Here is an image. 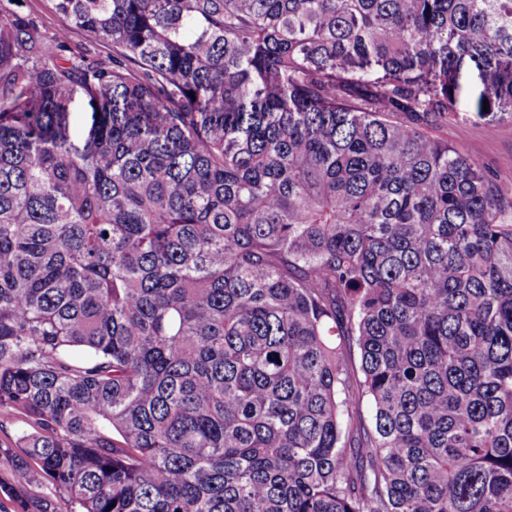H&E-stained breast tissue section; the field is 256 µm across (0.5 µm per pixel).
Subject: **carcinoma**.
<instances>
[{
    "label": "carcinoma",
    "mask_w": 512,
    "mask_h": 512,
    "mask_svg": "<svg viewBox=\"0 0 512 512\" xmlns=\"http://www.w3.org/2000/svg\"><path fill=\"white\" fill-rule=\"evenodd\" d=\"M50 2H0L36 512H512V191L431 134L512 121V0ZM17 4L19 10L37 18L48 36L55 35L65 26L63 17L51 8V2L48 0H20ZM69 43L72 51L87 52L92 56L102 59L112 58L111 45L95 40L83 32L73 33L70 37Z\"/></svg>",
    "instance_id": "carcinoma-1"
}]
</instances>
